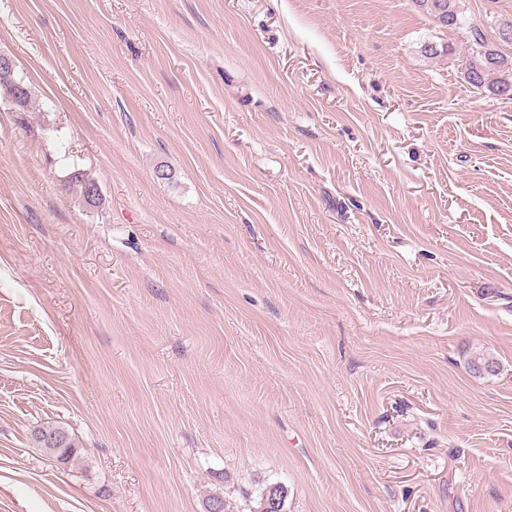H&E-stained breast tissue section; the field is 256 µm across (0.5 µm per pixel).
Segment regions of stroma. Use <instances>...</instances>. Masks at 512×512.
I'll list each match as a JSON object with an SVG mask.
<instances>
[{
    "label": "stroma",
    "instance_id": "stroma-1",
    "mask_svg": "<svg viewBox=\"0 0 512 512\" xmlns=\"http://www.w3.org/2000/svg\"><path fill=\"white\" fill-rule=\"evenodd\" d=\"M459 5L0 0V512H512V99L458 65L512 0ZM412 2L442 28H460L467 25L460 11L459 0H412ZM11 101L18 99L20 101V108L17 112L29 111L31 104L32 94L31 88L23 78L16 75V65L14 69L0 70V95ZM64 181L69 189L74 186H77L79 188L80 197L86 205L95 207L97 206V204L100 203L101 193L98 195V190L96 188H91V197L98 196V200L95 205L92 206L90 204L88 200L90 187L99 186V184L94 178L90 177L89 175H86V173H84L83 171L79 169L72 171L71 173H69L68 177ZM467 369L473 377L485 378L500 373V363L494 357L478 353L470 357ZM35 442L56 462L68 465L77 452V447L69 433L60 427H43L35 430Z\"/></svg>",
    "mask_w": 512,
    "mask_h": 512
}]
</instances>
